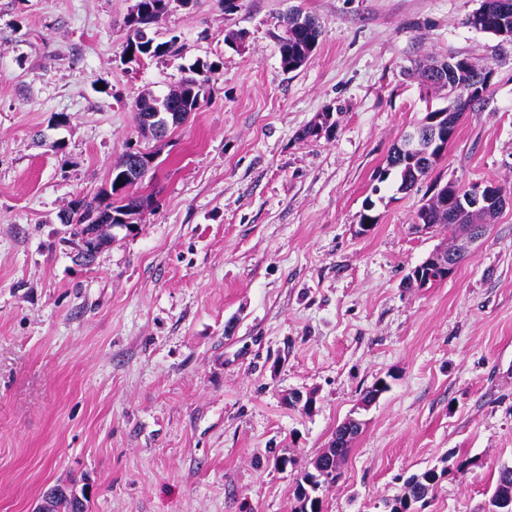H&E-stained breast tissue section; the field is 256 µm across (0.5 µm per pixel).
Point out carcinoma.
Wrapping results in <instances>:
<instances>
[{"instance_id": "obj_1", "label": "carcinoma", "mask_w": 512, "mask_h": 512, "mask_svg": "<svg viewBox=\"0 0 512 512\" xmlns=\"http://www.w3.org/2000/svg\"><path fill=\"white\" fill-rule=\"evenodd\" d=\"M500 0H481L477 9L464 21L467 26L481 32L512 42V12L502 14L498 11ZM169 0H138V16L126 17L125 26L129 36L127 50L141 58L158 57L168 53L175 45V40L157 42L150 30L157 25L168 10ZM320 29L315 18L298 11L290 12L284 18L283 32L279 36L280 65L285 71H295L306 65L312 58L318 45ZM440 68L434 65H418L407 71L410 77L418 76L431 87L441 89L456 82L485 83L488 76L495 74L490 64L475 67L467 57L450 53L440 60ZM211 68L201 69L192 66L181 79L178 86L170 89L164 96H149L141 102L134 100L133 111L136 112L138 126L145 127V117L153 115L155 123L177 127L176 115L195 112L205 101L206 86L212 79ZM485 101L464 103L457 108L458 117L448 122V127H439L437 141L425 140V146L419 150L404 151L396 146L388 156L387 167L377 172L376 181L383 183L391 174L397 175L396 191L408 193L427 177L442 158L448 144L455 138L461 117L467 112H476ZM321 121L310 124L303 130L305 138H319L320 129L333 127L332 113L319 115ZM139 182L129 179V170L125 160L121 159L112 167L109 186L92 199L74 198L68 209L59 216L60 223L71 227V234L81 236L90 224H112V215L120 216L124 223L134 226L140 220L146 198L138 194ZM468 190V185L450 180L443 185L433 186L432 196L414 213L413 223L428 224L432 227L442 224L448 227V233L456 234L463 216L459 212L461 193ZM358 435L357 427L342 424L336 428L329 454L318 457L315 465H309L296 473L293 495L296 502L294 512H322V492L324 487L316 481L317 473L336 465V457H345L352 440ZM445 471L427 469L414 474L407 480L410 497H415L414 489L433 490ZM512 489V466L502 465L498 469L495 488L488 503V512H504V502L512 500L505 491ZM90 500L84 492H79L72 485H55L43 495L40 512H89Z\"/></svg>"}]
</instances>
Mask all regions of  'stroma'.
<instances>
[{
	"label": "stroma",
	"instance_id": "35a3bbf8",
	"mask_svg": "<svg viewBox=\"0 0 512 512\" xmlns=\"http://www.w3.org/2000/svg\"><path fill=\"white\" fill-rule=\"evenodd\" d=\"M134 4L0 0V512L73 481L90 512H293L297 469L350 416L365 425L322 512H388L433 467L423 512H486L512 465V203L447 280L403 281L448 240L412 226L433 181L512 190V43L465 25L479 0H170L157 39L176 51L132 60ZM292 9L321 36L288 72ZM450 53L493 64L485 106L413 191L375 184L445 104L407 69ZM196 64L206 101L145 141L134 98ZM327 111L335 136L303 138ZM145 145L160 165L140 223L79 265L59 213ZM445 470L440 473L435 468L427 469L420 474H414L408 478L406 484L409 488V497L415 499L414 488L427 490L428 494L436 487L441 479L445 476Z\"/></svg>",
	"mask_w": 512,
	"mask_h": 512
}]
</instances>
